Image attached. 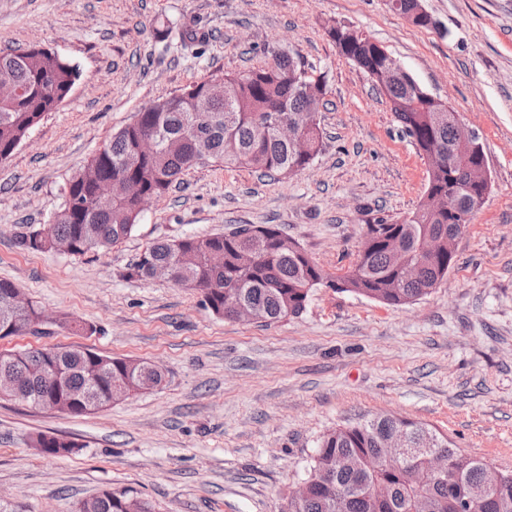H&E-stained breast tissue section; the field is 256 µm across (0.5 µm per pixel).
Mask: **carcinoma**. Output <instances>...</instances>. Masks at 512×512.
<instances>
[{
    "mask_svg": "<svg viewBox=\"0 0 512 512\" xmlns=\"http://www.w3.org/2000/svg\"><path fill=\"white\" fill-rule=\"evenodd\" d=\"M340 56L362 70L387 96L402 134L422 155L434 145L448 149L455 132L436 122L439 105L420 96L412 81L383 83L377 75L390 59L370 40L358 36L347 43L329 31ZM0 75L8 76L20 96L0 102V162H5L25 141L42 117L58 108L70 95L80 76L70 60L50 51L29 48L0 51ZM224 91L213 96L206 114L194 111L193 98L210 90L209 81L192 84L181 94L154 102L137 113L135 120L112 135L104 150L87 165L96 169L98 182L117 181L139 193L162 196L184 173L198 165L218 162L224 166L246 165L264 174L286 178L306 169L319 154L322 132L313 120V153L300 158L287 141L275 132L276 119L298 114L322 103L325 77L313 76L304 65L284 51L244 74L225 76ZM157 133V151L145 156L138 151L140 136ZM97 182L85 178V169L75 172L64 189V201L52 216L44 235L31 224L18 234L23 251H52L62 242L76 244L77 255L107 250L132 234L141 216L136 195L121 193L112 208L93 205ZM427 192L451 200V206L436 214L416 209L394 222L375 218L365 224L359 256L341 275V292L375 302L399 306L413 303L436 288L457 263L442 250L432 256L417 252L418 239L425 234H446L460 228L458 213L471 215L484 204L482 187L474 175L448 165L427 171ZM272 240L268 259L246 265L243 254L250 239L230 234L189 235L157 241L146 248L150 262L174 268L176 285L202 292L204 302L216 315L232 318L231 305L251 308L256 321L266 324L297 317L306 308L312 289L309 279L323 271L299 244L284 236L277 225L262 224ZM401 247L408 261L420 266L418 276L405 268H392L390 256ZM16 285L0 280V339L23 335L39 325L33 313L14 309L6 301ZM56 361L63 370L57 387H48L32 368L42 359ZM8 371L22 380L27 404L39 406L43 397L59 405L82 404L76 415H86L124 401L152 381H164L162 371L142 359L99 354L90 348H26L0 352V372ZM417 437L426 426L408 419L383 415L370 421L338 426L324 434L312 458L308 479L309 496L295 502L288 496L281 512H512V472L501 487L480 489L481 472L490 465L452 447L448 438L435 435V447L448 456V477L416 483L411 472L423 467L420 456H411L399 467L379 468L375 462L387 449L385 440L397 428ZM47 454L72 452L75 443L55 434H40L33 440ZM78 512H159L156 505L128 491L104 490L80 503Z\"/></svg>",
    "mask_w": 512,
    "mask_h": 512,
    "instance_id": "cac0c4a2",
    "label": "carcinoma"
}]
</instances>
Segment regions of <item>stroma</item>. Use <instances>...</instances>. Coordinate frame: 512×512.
Returning a JSON list of instances; mask_svg holds the SVG:
<instances>
[{"label": "stroma", "mask_w": 512, "mask_h": 512, "mask_svg": "<svg viewBox=\"0 0 512 512\" xmlns=\"http://www.w3.org/2000/svg\"><path fill=\"white\" fill-rule=\"evenodd\" d=\"M428 27L388 0H0V49L39 43L78 65L56 110L0 164V279L68 325L0 340L79 345L162 366L161 388L74 416L0 399V501L15 512H74L112 488L160 512H280L329 429L393 414L512 471V0H421ZM364 32L484 146L491 189L434 290L392 307L318 288L297 317L215 315L200 292L127 271L152 242L274 224L328 276L358 257L366 220L401 219L426 194L427 164L387 97L328 36ZM206 34L203 44L180 31ZM288 51L327 78L323 146L273 180L219 164L187 171L105 253L24 252L70 177L153 102ZM52 431L76 443L46 456Z\"/></svg>", "instance_id": "stroma-1"}]
</instances>
